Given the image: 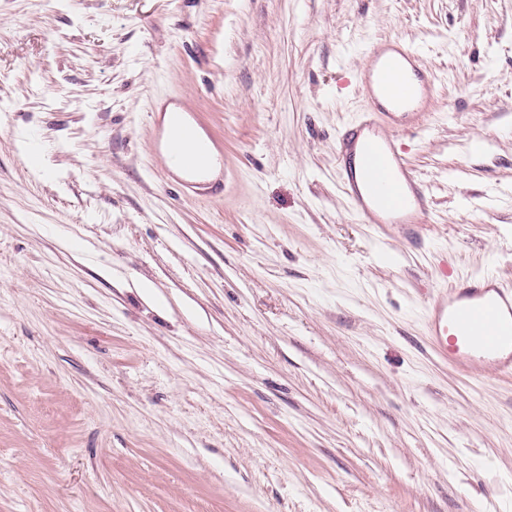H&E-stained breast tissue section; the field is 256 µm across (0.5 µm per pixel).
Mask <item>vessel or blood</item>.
<instances>
[{
	"label": "vessel or blood",
	"mask_w": 512,
	"mask_h": 512,
	"mask_svg": "<svg viewBox=\"0 0 512 512\" xmlns=\"http://www.w3.org/2000/svg\"><path fill=\"white\" fill-rule=\"evenodd\" d=\"M357 85L366 107L340 139L344 193L361 223L406 224L410 235H419L430 202L401 139L421 124L435 76L405 42L382 38L372 44ZM203 127L199 115L180 104L168 119L153 122L155 147L182 171L179 185L188 198L208 194L207 173L224 164L222 142ZM427 335L453 369L475 379L511 380L512 285L483 275L443 289L427 309Z\"/></svg>",
	"instance_id": "1"
}]
</instances>
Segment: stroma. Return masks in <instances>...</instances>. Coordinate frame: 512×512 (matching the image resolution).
<instances>
[{"label": "stroma", "mask_w": 512, "mask_h": 512, "mask_svg": "<svg viewBox=\"0 0 512 512\" xmlns=\"http://www.w3.org/2000/svg\"><path fill=\"white\" fill-rule=\"evenodd\" d=\"M385 37L437 77L417 244L337 175ZM167 95L224 141L216 195L153 149ZM485 273L512 0H0V512H512V381L427 341Z\"/></svg>", "instance_id": "35a3bbf8"}]
</instances>
